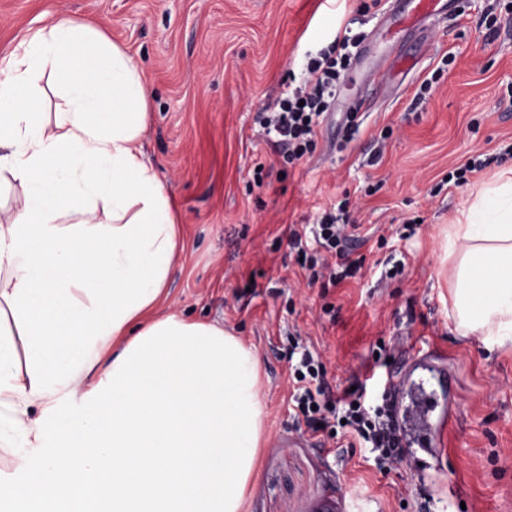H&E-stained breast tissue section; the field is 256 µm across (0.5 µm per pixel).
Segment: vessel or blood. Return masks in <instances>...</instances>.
<instances>
[{
    "instance_id": "1",
    "label": "vessel or blood",
    "mask_w": 512,
    "mask_h": 512,
    "mask_svg": "<svg viewBox=\"0 0 512 512\" xmlns=\"http://www.w3.org/2000/svg\"><path fill=\"white\" fill-rule=\"evenodd\" d=\"M459 0H390V8L382 19L388 35L412 32L442 15L457 12ZM411 60L392 46L364 44L354 67L367 73L375 87H382L392 70L411 67ZM398 386L403 393L395 400L396 419L402 443L408 448L435 447L453 418L448 400L450 381L446 374L405 376Z\"/></svg>"
}]
</instances>
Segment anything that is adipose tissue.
<instances>
[{"mask_svg":"<svg viewBox=\"0 0 512 512\" xmlns=\"http://www.w3.org/2000/svg\"><path fill=\"white\" fill-rule=\"evenodd\" d=\"M0 81V512H244L264 435L261 364L165 313L183 244L148 163L138 65L62 16ZM60 81L53 119L35 78ZM463 335L512 343V177L448 227ZM85 300H78L76 291Z\"/></svg>","mask_w":512,"mask_h":512,"instance_id":"adipose-tissue-1","label":"adipose tissue"}]
</instances>
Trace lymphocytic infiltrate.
Here are the masks:
<instances>
[{
  "label": "lymphocytic infiltrate",
  "instance_id": "obj_1",
  "mask_svg": "<svg viewBox=\"0 0 512 512\" xmlns=\"http://www.w3.org/2000/svg\"><path fill=\"white\" fill-rule=\"evenodd\" d=\"M356 44V38L340 32L326 46L306 51L301 85L269 111L258 113L263 135L273 139L275 146L287 149L291 158L298 160L314 152L323 124L338 122L348 139L358 132L353 113L333 111ZM356 229L347 204L342 203L336 211L323 213L312 230V239H304L297 232L289 235V250L299 256V266L309 283L335 287L356 276L363 265L362 259L352 256ZM288 342V352L294 357L289 370L297 420L314 433L353 437L360 447L375 451L380 470L400 463L405 450L388 396L374 397L363 382L357 383L355 390L334 395L325 383V364L307 349L305 338L295 333L289 335Z\"/></svg>",
  "mask_w": 512,
  "mask_h": 512
}]
</instances>
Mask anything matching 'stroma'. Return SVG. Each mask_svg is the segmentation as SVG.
<instances>
[{
  "instance_id": "obj_1",
  "label": "stroma",
  "mask_w": 512,
  "mask_h": 512,
  "mask_svg": "<svg viewBox=\"0 0 512 512\" xmlns=\"http://www.w3.org/2000/svg\"><path fill=\"white\" fill-rule=\"evenodd\" d=\"M386 0H0V58L54 17L90 23L144 77L151 123L144 151L170 198L185 246L168 311L224 327L261 362L265 407L259 471L246 512H512V348L464 336L449 303L448 227L512 168V0H462L456 16L403 52L416 66L393 96L358 115L344 141L323 125L309 157L258 132L256 116L303 73L307 43L338 29L368 33ZM432 88L425 98L423 83ZM492 163L467 185L449 172ZM268 176L255 184L258 167ZM348 202L363 276L322 293L290 256L291 230ZM404 271L389 276V269ZM339 306L325 314V303ZM301 332L339 394L420 362L454 380L458 409L442 458L377 468L367 448L337 446L299 426L285 350ZM400 362L376 364L380 349Z\"/></svg>"
}]
</instances>
